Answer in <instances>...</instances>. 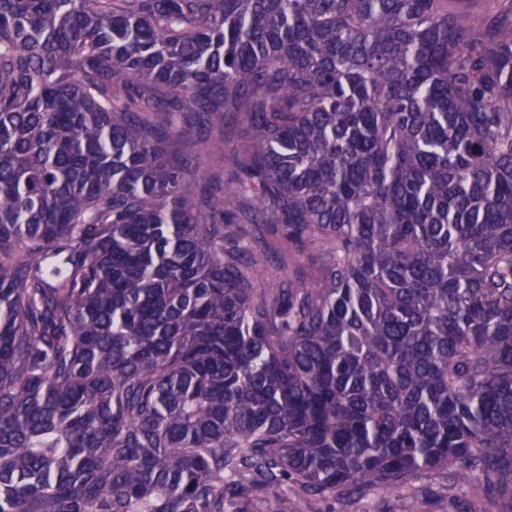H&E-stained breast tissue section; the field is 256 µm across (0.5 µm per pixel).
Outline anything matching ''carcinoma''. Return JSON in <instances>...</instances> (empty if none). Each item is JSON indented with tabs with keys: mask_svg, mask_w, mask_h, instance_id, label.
I'll return each instance as SVG.
<instances>
[{
	"mask_svg": "<svg viewBox=\"0 0 512 512\" xmlns=\"http://www.w3.org/2000/svg\"><path fill=\"white\" fill-rule=\"evenodd\" d=\"M0 0V512L512 484V0ZM241 117L235 187L186 129ZM323 251L311 288L229 219ZM244 124L240 118L230 125L227 134L224 137V163L215 159L207 150L204 144H199L192 155L191 161H182L183 166V186L191 194H199L204 187L201 180L203 173L212 172L215 177L214 185L218 189V194H224V182L228 186L233 178V165L231 158L234 153L239 151L244 144Z\"/></svg>",
	"mask_w": 512,
	"mask_h": 512,
	"instance_id": "carcinoma-1",
	"label": "carcinoma"
}]
</instances>
